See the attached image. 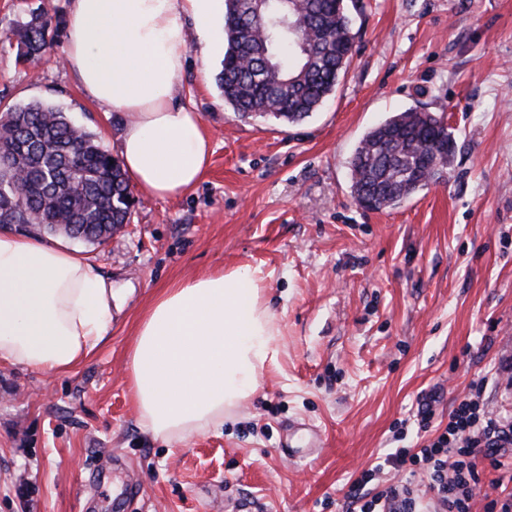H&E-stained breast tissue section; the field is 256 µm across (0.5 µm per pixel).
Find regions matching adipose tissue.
Instances as JSON below:
<instances>
[{"instance_id":"adipose-tissue-1","label":"adipose tissue","mask_w":512,"mask_h":512,"mask_svg":"<svg viewBox=\"0 0 512 512\" xmlns=\"http://www.w3.org/2000/svg\"><path fill=\"white\" fill-rule=\"evenodd\" d=\"M220 0H72L63 63L94 102L123 113L121 162L134 185L166 199L191 191L209 160L199 113L176 96L188 34H217ZM260 270L215 271L163 290L129 352L141 426L170 441L223 424L276 363L279 329ZM112 282L64 241L0 226V363L65 373L112 327Z\"/></svg>"}]
</instances>
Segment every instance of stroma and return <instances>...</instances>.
Here are the masks:
<instances>
[{
  "label": "stroma",
  "instance_id": "obj_1",
  "mask_svg": "<svg viewBox=\"0 0 512 512\" xmlns=\"http://www.w3.org/2000/svg\"><path fill=\"white\" fill-rule=\"evenodd\" d=\"M51 2L0 0V108L43 101L117 153L125 118L89 100L63 38L19 63L9 33ZM351 63L297 124L239 117L217 56L191 39L178 94L211 140L190 193L135 192L129 224L80 243L111 280L112 331L67 373L0 365V512H345L362 471L436 436L482 386L512 413V0H355ZM422 108L457 134L445 179L361 208L348 162L391 113ZM261 268L280 326L276 364L223 425L153 439L128 389V351L165 288ZM436 398L428 431L420 401ZM305 449L283 455L284 442ZM471 512L512 493L478 462Z\"/></svg>",
  "mask_w": 512,
  "mask_h": 512
}]
</instances>
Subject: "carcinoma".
Segmentation results:
<instances>
[{
  "mask_svg": "<svg viewBox=\"0 0 512 512\" xmlns=\"http://www.w3.org/2000/svg\"><path fill=\"white\" fill-rule=\"evenodd\" d=\"M225 51L216 81L243 118L300 123L335 91L355 34L346 0H225ZM18 60L49 46L48 12L17 30ZM453 129L433 112L409 108L371 128L349 161L351 193L380 211L447 173ZM133 191L121 162L92 135L43 102L0 111V224L38 227L103 242L129 223Z\"/></svg>",
  "mask_w": 512,
  "mask_h": 512,
  "instance_id": "cac0c4a2",
  "label": "carcinoma"
}]
</instances>
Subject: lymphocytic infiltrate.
<instances>
[{
	"mask_svg": "<svg viewBox=\"0 0 512 512\" xmlns=\"http://www.w3.org/2000/svg\"><path fill=\"white\" fill-rule=\"evenodd\" d=\"M495 470L512 465V417L487 409L477 396L460 400L449 412L448 423L434 438L418 448H399L387 463L399 471L395 484L372 494L368 484L375 470L362 472L352 484L350 512H470L479 483L477 460ZM432 491L423 501L417 486Z\"/></svg>",
	"mask_w": 512,
	"mask_h": 512,
	"instance_id": "f902f5d3",
	"label": "lymphocytic infiltrate"
}]
</instances>
